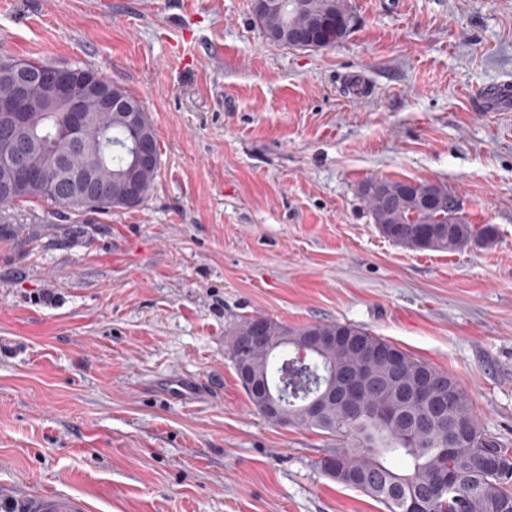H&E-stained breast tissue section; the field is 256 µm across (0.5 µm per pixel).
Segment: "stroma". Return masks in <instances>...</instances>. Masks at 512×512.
I'll return each instance as SVG.
<instances>
[{"label":"stroma","mask_w":512,"mask_h":512,"mask_svg":"<svg viewBox=\"0 0 512 512\" xmlns=\"http://www.w3.org/2000/svg\"><path fill=\"white\" fill-rule=\"evenodd\" d=\"M348 36L296 50L253 0H0V58L78 65L136 96L160 167L142 203L0 206V499L90 512H385L280 426L228 358L248 317L367 329L448 371L512 447V0H346ZM366 86L356 97L349 76ZM446 185L497 241L411 251L368 179ZM196 384L194 397L170 385ZM511 100L512 86L510 83L483 88L475 94L476 106L482 112H495L505 108ZM27 512H87V503L76 496L62 493H47L26 502Z\"/></svg>","instance_id":"stroma-1"}]
</instances>
